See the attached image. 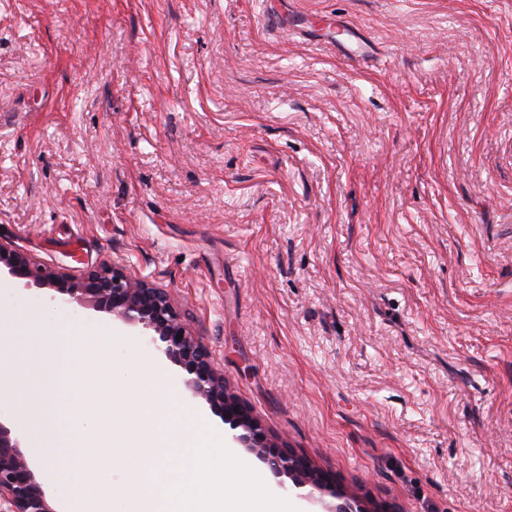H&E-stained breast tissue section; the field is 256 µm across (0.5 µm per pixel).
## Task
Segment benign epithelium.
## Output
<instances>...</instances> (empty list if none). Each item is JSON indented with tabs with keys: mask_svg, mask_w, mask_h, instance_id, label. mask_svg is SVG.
<instances>
[{
	"mask_svg": "<svg viewBox=\"0 0 512 512\" xmlns=\"http://www.w3.org/2000/svg\"><path fill=\"white\" fill-rule=\"evenodd\" d=\"M2 270L27 286L48 287L64 301L91 303L124 325L140 328L167 359L185 371L186 387L219 415L230 442L254 454L274 477L288 478L292 488L303 491L302 498L320 505L321 512H377L306 458L271 441L252 409L228 390L224 373L208 348L191 334L165 289L106 264L71 276L33 262L11 242L0 239ZM0 503L7 505L5 512H56L18 439L1 423Z\"/></svg>",
	"mask_w": 512,
	"mask_h": 512,
	"instance_id": "benign-epithelium-1",
	"label": "benign epithelium"
}]
</instances>
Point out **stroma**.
I'll return each mask as SVG.
<instances>
[{
    "mask_svg": "<svg viewBox=\"0 0 512 512\" xmlns=\"http://www.w3.org/2000/svg\"><path fill=\"white\" fill-rule=\"evenodd\" d=\"M288 22L273 26L271 12ZM351 29L352 59L323 28ZM0 238L167 289L267 432L381 512H512V0H0ZM33 335L0 423L38 456L69 325L110 330L107 484L139 474L144 368L184 372L88 304L0 275Z\"/></svg>",
    "mask_w": 512,
    "mask_h": 512,
    "instance_id": "1",
    "label": "stroma"
}]
</instances>
